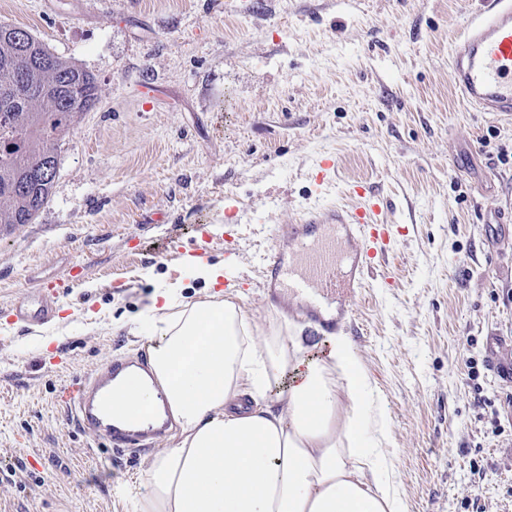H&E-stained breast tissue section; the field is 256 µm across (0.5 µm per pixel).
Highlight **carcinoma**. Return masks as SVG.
<instances>
[{
  "instance_id": "1",
  "label": "carcinoma",
  "mask_w": 512,
  "mask_h": 512,
  "mask_svg": "<svg viewBox=\"0 0 512 512\" xmlns=\"http://www.w3.org/2000/svg\"><path fill=\"white\" fill-rule=\"evenodd\" d=\"M0 230L29 224L48 202L55 176L41 173L58 161L74 115L98 102L93 75L62 59L27 30L0 25Z\"/></svg>"
}]
</instances>
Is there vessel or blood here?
Wrapping results in <instances>:
<instances>
[{
	"instance_id": "b4317fda",
	"label": "vessel or blood",
	"mask_w": 512,
	"mask_h": 512,
	"mask_svg": "<svg viewBox=\"0 0 512 512\" xmlns=\"http://www.w3.org/2000/svg\"><path fill=\"white\" fill-rule=\"evenodd\" d=\"M451 66L464 99L483 112L512 116V0H480L451 51ZM348 193L355 206L309 210L295 224L277 227L291 242L290 253L270 247L258 258L263 285L280 288L314 312L322 299H353L365 277L387 267L399 239L398 227L380 222V199L359 183ZM56 296L41 291L15 301L8 325L43 327L56 317ZM148 371L146 356L116 358L94 376L67 387L63 401L71 421L110 448H145L163 436L168 423L156 414L116 420L112 392L131 370Z\"/></svg>"
}]
</instances>
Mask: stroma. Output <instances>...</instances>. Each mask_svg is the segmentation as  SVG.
<instances>
[{"label": "stroma", "instance_id": "1", "mask_svg": "<svg viewBox=\"0 0 512 512\" xmlns=\"http://www.w3.org/2000/svg\"><path fill=\"white\" fill-rule=\"evenodd\" d=\"M478 0H0L92 74L99 102L62 140L48 203L0 232V314L35 277L60 280L49 328L0 329V512H134L155 448L113 450L62 401L112 357L150 353L129 323L155 291L208 295L168 250L207 225V263L261 328L324 338L301 304L272 299L258 255L307 206L356 182L402 236L392 287L368 275L337 313L388 422L400 512H512V383L487 342L512 336V118L455 89L451 46ZM340 164L315 180L325 155ZM81 265L78 282L63 278Z\"/></svg>", "mask_w": 512, "mask_h": 512}]
</instances>
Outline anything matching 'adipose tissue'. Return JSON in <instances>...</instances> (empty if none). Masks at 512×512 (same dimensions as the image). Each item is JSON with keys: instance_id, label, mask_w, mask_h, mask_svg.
Returning a JSON list of instances; mask_svg holds the SVG:
<instances>
[{"instance_id": "1", "label": "adipose tissue", "mask_w": 512, "mask_h": 512, "mask_svg": "<svg viewBox=\"0 0 512 512\" xmlns=\"http://www.w3.org/2000/svg\"><path fill=\"white\" fill-rule=\"evenodd\" d=\"M194 275L211 295L166 292L149 306L137 329L156 341L153 377L127 380L114 399L136 414L163 398L179 427L132 492L135 512H399L378 455L385 413L350 338L335 333L307 358L300 338L261 332L218 292L223 265L197 263Z\"/></svg>"}]
</instances>
